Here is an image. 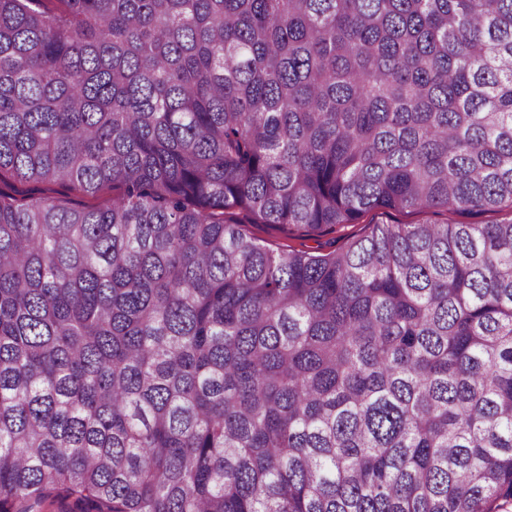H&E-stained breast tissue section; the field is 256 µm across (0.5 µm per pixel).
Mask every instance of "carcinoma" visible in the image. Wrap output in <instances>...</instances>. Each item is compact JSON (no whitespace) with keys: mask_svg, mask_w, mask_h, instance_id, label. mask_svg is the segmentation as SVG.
Listing matches in <instances>:
<instances>
[{"mask_svg":"<svg viewBox=\"0 0 512 512\" xmlns=\"http://www.w3.org/2000/svg\"><path fill=\"white\" fill-rule=\"evenodd\" d=\"M3 177L0 512H512V219H237L512 211V0H0ZM446 216H436L431 210L412 211L408 213H371L364 216L358 224H349L337 228L336 232L322 236H302L301 232H285L281 226L275 224H244L246 231L263 244L272 249H280L290 245L296 249L324 248L325 250L337 248L346 238L359 236L364 233L367 224L375 221H387L401 224H422L435 220H444Z\"/></svg>","mask_w":512,"mask_h":512,"instance_id":"1","label":"carcinoma"}]
</instances>
